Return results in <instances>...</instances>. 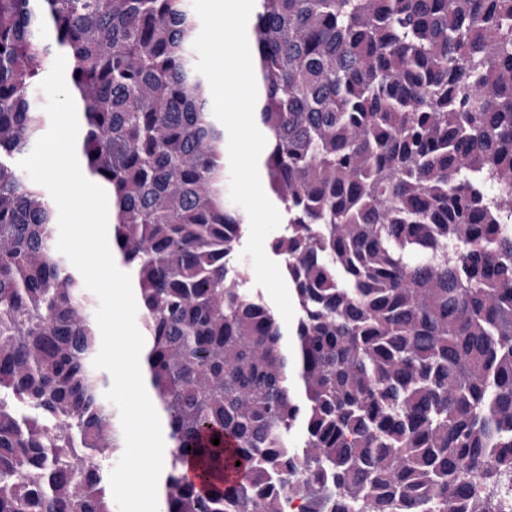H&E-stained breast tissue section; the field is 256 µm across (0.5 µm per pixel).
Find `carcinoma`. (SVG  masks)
Returning <instances> with one entry per match:
<instances>
[{
	"instance_id": "1",
	"label": "carcinoma",
	"mask_w": 512,
	"mask_h": 512,
	"mask_svg": "<svg viewBox=\"0 0 512 512\" xmlns=\"http://www.w3.org/2000/svg\"><path fill=\"white\" fill-rule=\"evenodd\" d=\"M252 33L290 334L232 262L186 0H0V512H114L125 447L97 302L9 162L58 54L138 284L164 512H512V0H260Z\"/></svg>"
}]
</instances>
